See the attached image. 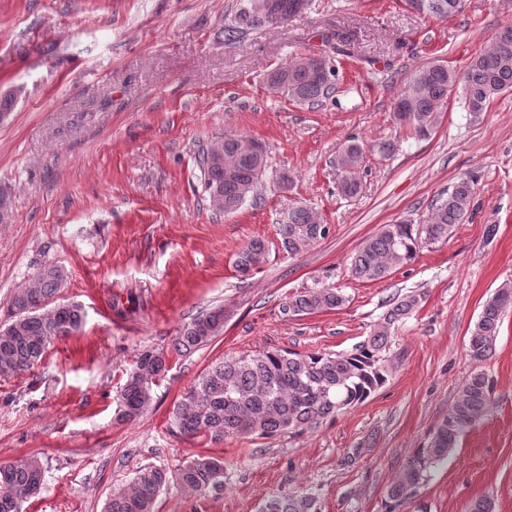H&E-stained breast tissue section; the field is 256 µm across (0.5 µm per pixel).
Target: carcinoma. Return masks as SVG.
I'll return each instance as SVG.
<instances>
[{"label": "carcinoma", "instance_id": "cac0c4a2", "mask_svg": "<svg viewBox=\"0 0 512 512\" xmlns=\"http://www.w3.org/2000/svg\"><path fill=\"white\" fill-rule=\"evenodd\" d=\"M279 25L308 10L312 0H275ZM421 14L452 17L461 11L462 0H408ZM257 22L253 7L241 15L240 25L224 28V41L240 38L243 27ZM326 78L298 58L267 74L269 86L290 99L309 106L319 104L334 89L329 71ZM461 88L464 106L477 117L491 101L512 91V24L501 27L487 49L474 56L458 72L443 64L418 67L394 105V119L417 138L434 131L441 106L456 88ZM364 146L352 138L336 155V167L343 173L341 192H358L357 173L364 162ZM201 181L216 215L232 214L254 196L266 168V152L255 138L226 135L201 149L196 158ZM474 195V182L460 179L444 190L426 223L402 221L387 224L366 239L351 261L353 276L377 281L392 270L411 262L424 243L446 240L455 225L463 223ZM327 225L312 210L297 206L288 221L278 225L282 246L298 254L326 238ZM267 249L260 239L243 246L236 255L238 270L247 275L261 266ZM66 269L55 263L43 265L31 281L12 299L14 319L0 331V374H20L40 361L55 338L79 330L83 323L81 306L53 301L66 283ZM347 298L338 288H321L298 295L288 302V312L310 314L336 309ZM419 303L409 295L396 301L370 335L352 352L300 355L285 349L230 356L213 362L195 385L174 405L170 431L175 435L205 436L216 442L227 437L270 438L302 433L328 418L353 407L382 386L389 368L382 356L390 327L408 315ZM512 308V283L500 286L483 305L470 329L468 348L479 364L493 357L495 340L505 312ZM224 328V308L218 307L193 318L173 339L171 352L186 356L208 345ZM169 354L143 349L128 374L120 394L119 416L133 420L151 403L153 384L168 371ZM492 386L486 375L473 373L460 388L448 414L437 425L427 445L416 449L391 483L385 512H396L426 481L431 468L448 457L461 435L488 416L492 410ZM43 476L38 457H20L0 466V512H17L15 500L37 495ZM175 484L200 496L224 490V459L198 455L171 471L144 466L135 472L126 488L112 494L104 512H154L159 494ZM260 512H315L312 497L302 494L276 496Z\"/></svg>", "mask_w": 512, "mask_h": 512}]
</instances>
